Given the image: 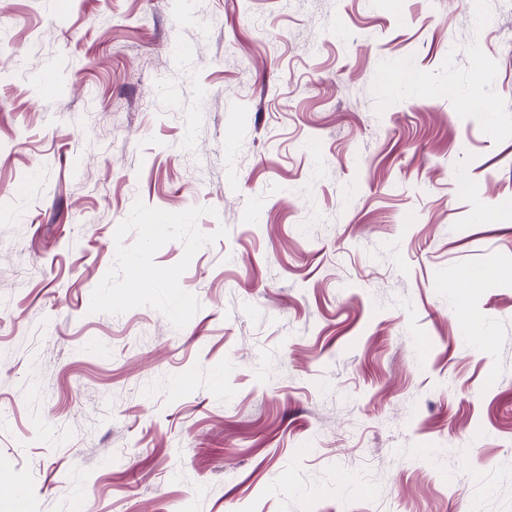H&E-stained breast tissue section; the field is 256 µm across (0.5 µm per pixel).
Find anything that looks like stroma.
Returning <instances> with one entry per match:
<instances>
[{"label": "stroma", "instance_id": "1", "mask_svg": "<svg viewBox=\"0 0 512 512\" xmlns=\"http://www.w3.org/2000/svg\"><path fill=\"white\" fill-rule=\"evenodd\" d=\"M1 41L31 512H512V0H0ZM499 277L498 269L494 267H484L465 271L461 276L459 288H463L467 294H474L485 288L489 283L497 280Z\"/></svg>", "mask_w": 512, "mask_h": 512}]
</instances>
